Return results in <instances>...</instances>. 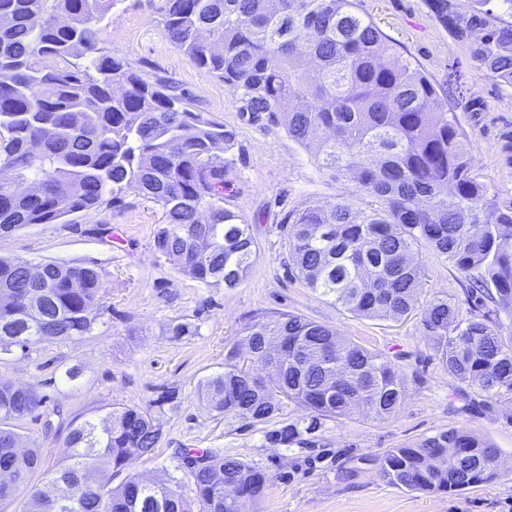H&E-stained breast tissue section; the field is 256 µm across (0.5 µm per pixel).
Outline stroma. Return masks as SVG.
Segmentation results:
<instances>
[{
	"instance_id": "stroma-1",
	"label": "stroma",
	"mask_w": 512,
	"mask_h": 512,
	"mask_svg": "<svg viewBox=\"0 0 512 512\" xmlns=\"http://www.w3.org/2000/svg\"><path fill=\"white\" fill-rule=\"evenodd\" d=\"M162 5L163 0H122L102 22V39L113 57L145 78L172 80L197 111L235 130L224 205L248 222L257 257L234 288L185 275L154 247L165 222L161 210L134 193L119 207L0 236V257L81 262L101 274L102 299L90 333L0 355V381L38 383L49 397L47 421L25 419L17 427L40 447L34 484L45 486L67 457L65 438L75 416L101 417L112 408L137 405L152 408L163 435L151 456L131 458L127 473L169 483L189 500L194 485L182 458L186 448L233 456L265 473L269 481L252 512H512V402L468 407L424 332L421 311L398 321L359 318L287 273L285 216L340 201L368 210L374 199L321 169L283 126L243 117L237 91L165 38ZM355 6L437 88L461 90L456 117L475 169L492 192L512 198V88L497 83L453 41L426 0H355ZM470 98L482 100L484 111H469ZM422 261L421 301L446 296L469 315L462 276L431 251H423ZM274 311L303 315L386 355L407 378L401 410L384 421L326 420L308 443L290 446L271 443L267 435L289 421L307 425V413L297 407L285 406L282 415L263 424L211 410L201 389L223 372L225 349L242 342L253 316ZM179 323L191 324L194 335L173 336ZM169 388L178 392L175 404L153 407ZM448 428L475 432L500 448V477L449 495L401 490L379 476L374 455Z\"/></svg>"
}]
</instances>
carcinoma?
I'll return each instance as SVG.
<instances>
[{"instance_id": "1", "label": "carcinoma", "mask_w": 512, "mask_h": 512, "mask_svg": "<svg viewBox=\"0 0 512 512\" xmlns=\"http://www.w3.org/2000/svg\"><path fill=\"white\" fill-rule=\"evenodd\" d=\"M121 0H0V234L56 224L115 206L128 193L150 199L166 223L155 249L184 274L234 288L256 254L244 218L224 207V168L215 153L236 133L192 109L174 83L149 80L109 54L99 23ZM427 0L451 38L499 84L512 87V24L471 0ZM164 35L203 71L234 86L249 120L281 112L288 136L313 150L320 168L353 181L379 206L309 205L288 229L289 273L349 313L400 319L419 305L422 250L444 257L466 294L512 317V198L476 173L454 97L440 93L352 0H164ZM100 272L85 263L0 257V354L90 332ZM423 327L448 376L486 404L512 400V332L464 317L448 297L423 307ZM260 375L247 379L241 346L203 385L211 410L265 423L285 403L311 414L268 434L300 442L323 419L357 413L387 420L406 401V380L382 354L292 312L260 313L243 329ZM47 396L0 381V512L25 496L24 512H248L268 477L248 463L184 449L195 498L129 476L134 455L158 447L162 425L138 406L68 425L65 463L49 483L64 501L31 485L36 444L15 422L40 419ZM500 450L458 429L388 448L372 458L380 476L408 491L453 494L500 476ZM237 497L224 502L226 486Z\"/></svg>"}]
</instances>
